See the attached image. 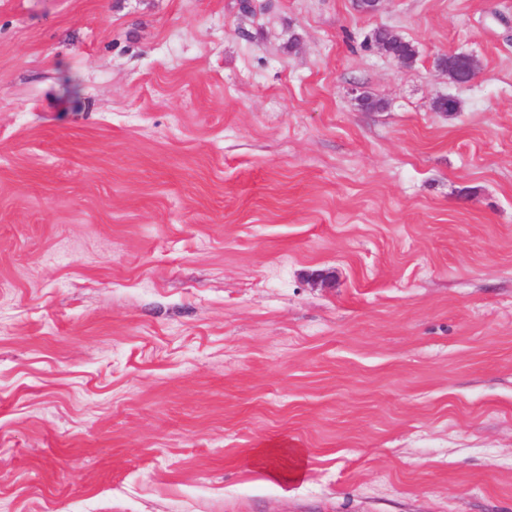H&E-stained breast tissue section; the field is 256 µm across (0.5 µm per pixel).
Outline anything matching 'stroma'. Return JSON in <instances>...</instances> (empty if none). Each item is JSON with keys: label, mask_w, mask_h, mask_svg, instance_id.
<instances>
[{"label": "stroma", "mask_w": 512, "mask_h": 512, "mask_svg": "<svg viewBox=\"0 0 512 512\" xmlns=\"http://www.w3.org/2000/svg\"><path fill=\"white\" fill-rule=\"evenodd\" d=\"M0 512H512V0H0ZM373 40L382 43L389 51L407 60L416 57V49L411 43L403 40L398 35L391 36L386 29H377L373 34ZM450 57V58H448ZM448 67H441L448 76L457 75L458 71H464L468 75V81L472 80L478 72L477 61L467 53H456L448 56Z\"/></svg>", "instance_id": "35a3bbf8"}]
</instances>
